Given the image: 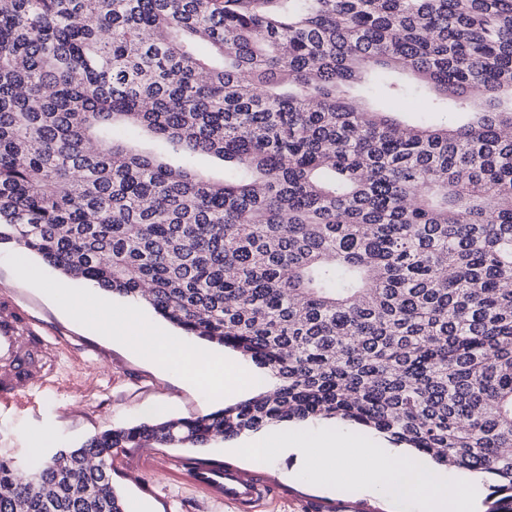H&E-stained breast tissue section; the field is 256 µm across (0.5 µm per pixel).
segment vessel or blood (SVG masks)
Returning <instances> with one entry per match:
<instances>
[{
    "label": "vessel or blood",
    "mask_w": 512,
    "mask_h": 512,
    "mask_svg": "<svg viewBox=\"0 0 512 512\" xmlns=\"http://www.w3.org/2000/svg\"><path fill=\"white\" fill-rule=\"evenodd\" d=\"M27 325L25 314L10 300L0 301V399L14 397L26 386L41 384L47 376L50 354L42 337L21 341ZM193 479L212 494L242 506L257 501L267 485L256 475L233 468H218L201 463H186Z\"/></svg>",
    "instance_id": "1"
}]
</instances>
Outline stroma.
I'll return each instance as SVG.
<instances>
[{
  "instance_id": "obj_1",
  "label": "stroma",
  "mask_w": 512,
  "mask_h": 512,
  "mask_svg": "<svg viewBox=\"0 0 512 512\" xmlns=\"http://www.w3.org/2000/svg\"><path fill=\"white\" fill-rule=\"evenodd\" d=\"M18 258L0 248V299L21 307L32 329L52 352L43 385L0 401V457L27 467L34 448L75 446L105 429L162 414L189 417L220 408L222 395L196 385L181 364L159 365L138 340L113 335L103 304L131 309L141 329L170 331L151 307L95 293L88 283L35 264L31 280L16 274ZM190 457L231 464L271 481L269 496L255 512H336L362 505L363 512H395L387 499L354 496L289 478L291 459L258 464L241 458L229 443L209 448H123L112 453V483L127 512H244L241 506L197 485L180 461Z\"/></svg>"
}]
</instances>
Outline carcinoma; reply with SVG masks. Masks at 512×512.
<instances>
[{"label":"carcinoma","mask_w":512,"mask_h":512,"mask_svg":"<svg viewBox=\"0 0 512 512\" xmlns=\"http://www.w3.org/2000/svg\"><path fill=\"white\" fill-rule=\"evenodd\" d=\"M505 87L512 0H0V245L274 381L34 448L31 483L0 458V512H126L112 450L307 419L488 474L486 512H512ZM353 88L444 120L399 124ZM139 128L177 164L125 142Z\"/></svg>","instance_id":"carcinoma-1"}]
</instances>
